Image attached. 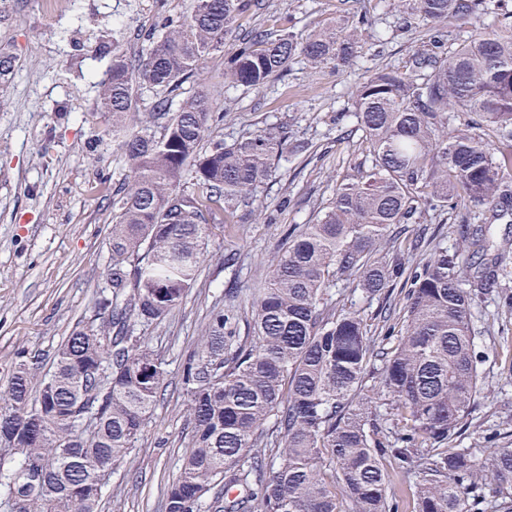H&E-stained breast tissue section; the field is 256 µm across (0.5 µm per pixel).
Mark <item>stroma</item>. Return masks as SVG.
Listing matches in <instances>:
<instances>
[{
    "mask_svg": "<svg viewBox=\"0 0 512 512\" xmlns=\"http://www.w3.org/2000/svg\"><path fill=\"white\" fill-rule=\"evenodd\" d=\"M186 0H0V38L14 45V79L0 84V386L16 353L25 347L53 355L78 323L88 321L105 286L112 213L97 185L122 182L125 169L110 145L95 144L93 128L99 82L112 54L92 52L101 30L122 27L124 49L137 54L166 16L184 14ZM367 16L363 50L351 68L311 67L294 58L284 76L262 88L224 81V55H210L199 74L172 92L181 101L197 89L213 95L224 114L219 133L233 142L270 127L284 128L289 147L273 160V177L236 223L214 228L197 285L162 321L140 335L169 363V386L130 459L110 479L102 512H164V494L178 476L189 431L179 356L194 347L214 311L236 307L237 333H251L245 305L270 275V261L288 245L289 228L313 223L337 181L352 177L364 161L365 144L352 106L355 84L382 70L402 69L426 47L422 34L401 27L398 0H263L242 15L238 31L308 34L316 26L351 15ZM463 222L423 213L409 237L421 240L405 254L422 265L438 247L472 256ZM492 254L504 272L491 289L479 281L472 328L484 361L470 426L455 442L479 460L491 446L512 448V224L493 225ZM340 303L361 311L372 336L385 333L379 312L384 297L354 292L341 276L332 289ZM497 436L490 444L488 436Z\"/></svg>",
    "mask_w": 512,
    "mask_h": 512,
    "instance_id": "35a3bbf8",
    "label": "stroma"
}]
</instances>
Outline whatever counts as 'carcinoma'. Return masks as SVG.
<instances>
[{
    "mask_svg": "<svg viewBox=\"0 0 512 512\" xmlns=\"http://www.w3.org/2000/svg\"><path fill=\"white\" fill-rule=\"evenodd\" d=\"M490 0H402L403 24L427 27L431 48L405 70L380 71L356 90L366 143L356 174L336 184L316 221L288 230V249L247 299L253 335L236 336L233 311L214 313L182 364L190 449L165 492V512H512V448L483 461L448 447L480 387L471 324L472 279L498 277L499 258L477 269L446 248L406 271L375 256L391 227L427 210L474 212L484 224L512 219V25L485 23L447 46V28L490 14ZM256 0H190L148 48L130 56L121 28L101 32L112 48L99 84L104 125L128 169L103 189L112 209L106 279L111 296L72 331L51 366L18 350L0 387V492L14 512H101L114 468L133 451L167 384V363L134 325L163 320L199 276L211 221L232 224L272 177L286 140L270 128L231 144L223 115L198 91L176 111L163 95L224 47ZM364 15L305 36L250 30L238 36L224 81L253 88L296 56L314 67L354 64ZM161 92L141 126L132 106ZM480 120L449 128V114ZM163 120L160 131L150 123ZM495 132L497 143L485 138ZM191 179L193 190L184 189ZM473 255L491 249L487 230L466 228ZM367 297L410 287L401 327L384 309L386 335H369L361 312L333 299L338 276ZM380 365L381 416L362 393ZM405 488L390 489L391 474Z\"/></svg>",
    "mask_w": 512,
    "mask_h": 512,
    "instance_id": "1",
    "label": "carcinoma"
}]
</instances>
